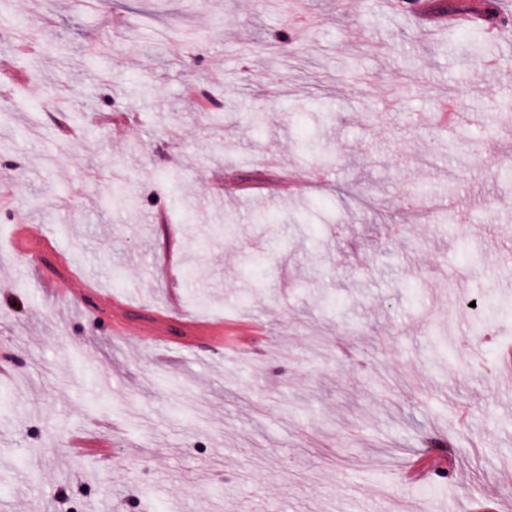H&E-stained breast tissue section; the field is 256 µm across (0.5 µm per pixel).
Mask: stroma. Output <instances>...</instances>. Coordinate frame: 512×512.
Segmentation results:
<instances>
[{
    "label": "stroma",
    "mask_w": 512,
    "mask_h": 512,
    "mask_svg": "<svg viewBox=\"0 0 512 512\" xmlns=\"http://www.w3.org/2000/svg\"><path fill=\"white\" fill-rule=\"evenodd\" d=\"M6 8L0 512H512V318L477 339L469 308L477 281L512 301V122L434 118L512 113V32L429 34L384 0H306L286 45L276 0ZM119 176L137 208L107 204ZM200 326L256 346L223 356ZM74 431L125 467L71 456Z\"/></svg>",
    "instance_id": "35a3bbf8"
}]
</instances>
